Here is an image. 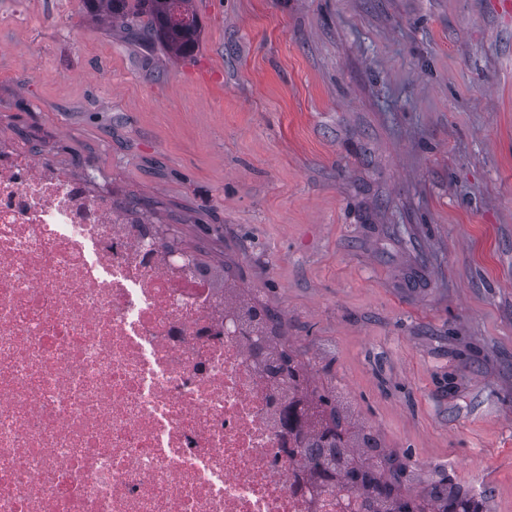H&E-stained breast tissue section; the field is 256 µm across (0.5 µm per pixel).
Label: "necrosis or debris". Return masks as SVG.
Returning <instances> with one entry per match:
<instances>
[{
	"mask_svg": "<svg viewBox=\"0 0 512 512\" xmlns=\"http://www.w3.org/2000/svg\"><path fill=\"white\" fill-rule=\"evenodd\" d=\"M222 273L0 140V512H350Z\"/></svg>",
	"mask_w": 512,
	"mask_h": 512,
	"instance_id": "necrosis-or-debris-1",
	"label": "necrosis or debris"
}]
</instances>
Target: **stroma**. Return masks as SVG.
<instances>
[{"instance_id": "stroma-1", "label": "stroma", "mask_w": 512, "mask_h": 512, "mask_svg": "<svg viewBox=\"0 0 512 512\" xmlns=\"http://www.w3.org/2000/svg\"><path fill=\"white\" fill-rule=\"evenodd\" d=\"M192 0L182 58L10 0L0 136L224 261L386 444L512 512V10Z\"/></svg>"}]
</instances>
